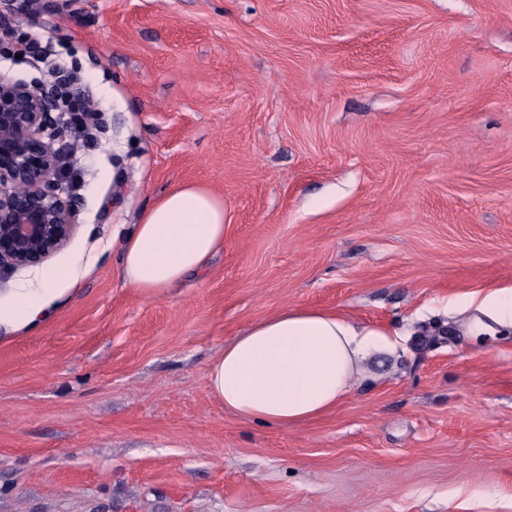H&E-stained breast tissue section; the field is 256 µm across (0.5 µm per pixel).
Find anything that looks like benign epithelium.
<instances>
[{
    "mask_svg": "<svg viewBox=\"0 0 512 512\" xmlns=\"http://www.w3.org/2000/svg\"><path fill=\"white\" fill-rule=\"evenodd\" d=\"M48 93L0 75V279L43 264L78 226L76 200L62 187V139Z\"/></svg>",
    "mask_w": 512,
    "mask_h": 512,
    "instance_id": "benign-epithelium-1",
    "label": "benign epithelium"
}]
</instances>
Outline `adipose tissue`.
Returning <instances> with one entry per match:
<instances>
[{
  "mask_svg": "<svg viewBox=\"0 0 512 512\" xmlns=\"http://www.w3.org/2000/svg\"><path fill=\"white\" fill-rule=\"evenodd\" d=\"M223 241V200L183 185L146 210L112 246L125 283L158 296L203 270ZM54 302L50 289H19L14 307L0 311V322L37 326ZM389 346L384 333L338 315L285 308L225 346L208 369V387L234 415L293 425L333 409L362 365Z\"/></svg>",
  "mask_w": 512,
  "mask_h": 512,
  "instance_id": "1",
  "label": "adipose tissue"
}]
</instances>
